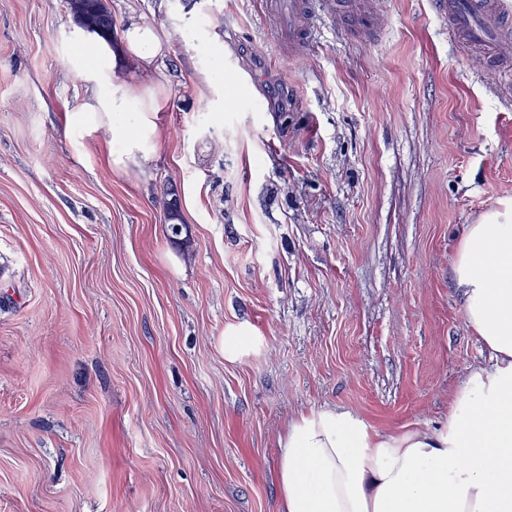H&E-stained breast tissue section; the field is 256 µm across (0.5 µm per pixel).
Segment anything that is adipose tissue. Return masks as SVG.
I'll return each instance as SVG.
<instances>
[{
	"label": "adipose tissue",
	"instance_id": "1",
	"mask_svg": "<svg viewBox=\"0 0 512 512\" xmlns=\"http://www.w3.org/2000/svg\"><path fill=\"white\" fill-rule=\"evenodd\" d=\"M70 56L84 84L67 125L112 133L104 161L139 177L157 162L160 88L135 72L152 65L163 41L130 22L118 44L82 29ZM139 108L128 114L131 98ZM467 325L488 360L453 392L437 429L381 433L361 417L323 409L287 427L276 472L280 512H512V206L467 225L453 262Z\"/></svg>",
	"mask_w": 512,
	"mask_h": 512
}]
</instances>
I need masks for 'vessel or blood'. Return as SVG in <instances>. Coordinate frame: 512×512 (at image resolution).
<instances>
[{"mask_svg": "<svg viewBox=\"0 0 512 512\" xmlns=\"http://www.w3.org/2000/svg\"><path fill=\"white\" fill-rule=\"evenodd\" d=\"M270 5L279 34V56L303 54L311 46L315 0H270ZM443 13L452 30L461 31L471 42L489 48L504 45L512 34V13L489 8L486 0H445Z\"/></svg>", "mask_w": 512, "mask_h": 512, "instance_id": "vessel-or-blood-1", "label": "vessel or blood"}]
</instances>
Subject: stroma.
<instances>
[{
  "instance_id": "stroma-1",
  "label": "stroma",
  "mask_w": 512,
  "mask_h": 512,
  "mask_svg": "<svg viewBox=\"0 0 512 512\" xmlns=\"http://www.w3.org/2000/svg\"><path fill=\"white\" fill-rule=\"evenodd\" d=\"M318 2L284 59L264 0H108L165 38L134 178L64 122L67 0H0V512H278L294 417L436 429L487 361L452 266L512 201V42L486 68L435 0Z\"/></svg>"
}]
</instances>
